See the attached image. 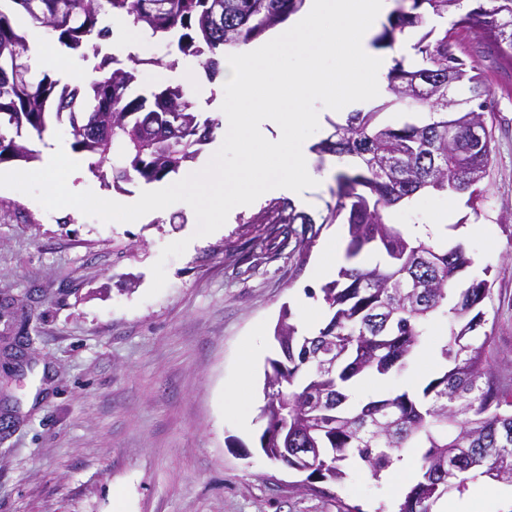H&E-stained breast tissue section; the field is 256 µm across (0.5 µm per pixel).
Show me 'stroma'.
<instances>
[{"label": "stroma", "instance_id": "1", "mask_svg": "<svg viewBox=\"0 0 512 512\" xmlns=\"http://www.w3.org/2000/svg\"><path fill=\"white\" fill-rule=\"evenodd\" d=\"M458 55L482 70L493 110V153L477 206L466 196L425 192L394 208L400 228L449 220V243L473 257L470 277L487 276L484 310L493 323L497 367L512 374V65L475 30L460 31ZM135 93L184 83L201 59L148 40ZM79 183L101 197L146 187L113 186L78 152ZM340 164L319 157L303 211L326 210ZM262 207L237 214L223 233L200 237L168 259L167 284L148 296L163 247L196 229L174 204L131 223L45 210L0 189V512H394L402 495L388 478L356 473L328 494L302 491L300 477L259 450L265 423L264 371L276 355L274 328L299 306L323 313L312 273L321 243L346 241L342 222L263 223ZM259 352L249 385L244 361ZM432 347L410 369L351 390L355 401L426 382ZM241 386L240 404L225 407Z\"/></svg>", "mask_w": 512, "mask_h": 512}]
</instances>
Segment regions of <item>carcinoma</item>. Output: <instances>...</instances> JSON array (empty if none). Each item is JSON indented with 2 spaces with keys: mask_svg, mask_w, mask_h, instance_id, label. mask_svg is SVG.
<instances>
[{
  "mask_svg": "<svg viewBox=\"0 0 512 512\" xmlns=\"http://www.w3.org/2000/svg\"><path fill=\"white\" fill-rule=\"evenodd\" d=\"M30 22L68 49L98 54L108 30L103 16L121 14L152 38L177 39L185 55L203 56L217 74L224 51L239 49L299 11L305 0H10ZM401 0L372 40L391 47L418 30L411 45L419 63L394 60L387 73V99L345 122L314 145L320 155L345 163L335 176V203H326L322 223L344 217L345 258L338 279L321 292L323 324L301 334L282 316L274 331L278 358L265 371L266 402L260 436L264 455L306 480L342 484L365 468L378 479L421 448L418 480L396 512H433L468 482L486 477L512 486V379L495 369L494 337L484 330L487 279L466 283L460 274L473 264L467 250L411 237L386 222L383 212L421 192L466 194L474 204L492 155V131L482 150L462 157L468 125L485 120L489 89L479 68L455 53L461 29H477L512 64V0ZM29 43L0 9V163L37 158L29 134L69 116L72 148L111 166L112 184L161 181L196 159L216 126L194 112L180 85L147 97L131 96L140 59H112V70L91 84L89 111L75 112L78 89L44 74L35 79ZM476 91L462 108L448 105V83ZM397 105L428 112L420 123L401 127L378 122ZM271 224H313L312 215L291 203L270 208ZM448 320L436 343L441 367L418 394L390 392L352 405L348 391L370 378L409 370L429 343L428 325ZM282 448H307L303 462Z\"/></svg>",
  "mask_w": 512,
  "mask_h": 512,
  "instance_id": "obj_1",
  "label": "carcinoma"
}]
</instances>
